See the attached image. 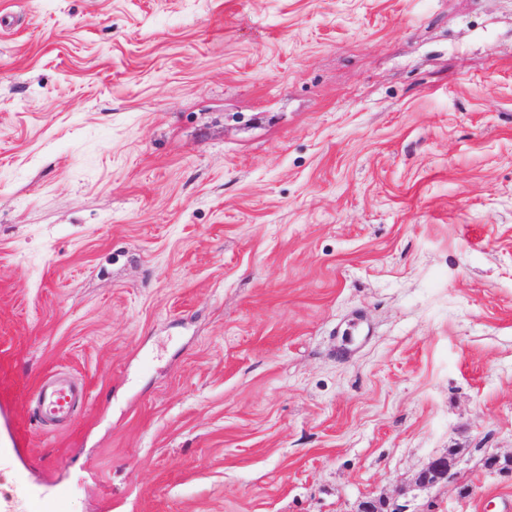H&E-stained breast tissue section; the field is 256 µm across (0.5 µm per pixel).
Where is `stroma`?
Returning a JSON list of instances; mask_svg holds the SVG:
<instances>
[{"label": "stroma", "instance_id": "stroma-1", "mask_svg": "<svg viewBox=\"0 0 512 512\" xmlns=\"http://www.w3.org/2000/svg\"><path fill=\"white\" fill-rule=\"evenodd\" d=\"M0 448L65 512H504L512 0H0ZM35 393L39 400L37 416L44 423L70 416L82 396L74 384L62 380H41Z\"/></svg>", "mask_w": 512, "mask_h": 512}]
</instances>
